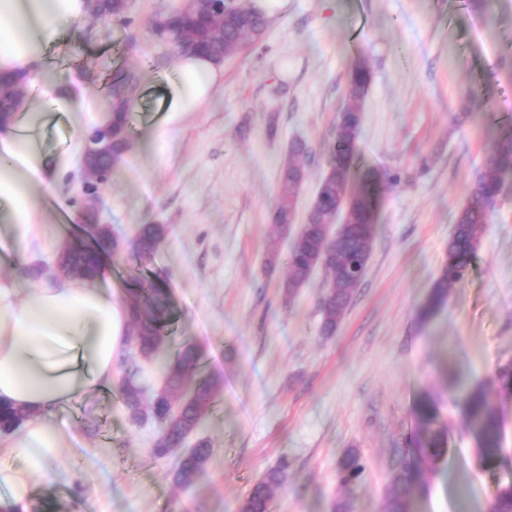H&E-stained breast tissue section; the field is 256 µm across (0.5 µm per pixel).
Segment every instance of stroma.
<instances>
[{"label":"stroma","instance_id":"1","mask_svg":"<svg viewBox=\"0 0 512 512\" xmlns=\"http://www.w3.org/2000/svg\"><path fill=\"white\" fill-rule=\"evenodd\" d=\"M173 2L132 0L129 22L88 17L68 26L47 67L103 105L114 77L139 75L133 146L100 194V216L127 241L139 224H165L169 234L147 267L111 264L103 286L120 304L144 272L160 277L171 341L199 346L206 373L223 381L195 432L212 454L194 488L176 486L174 456L152 453L155 424L130 419L119 387L94 390L58 412L67 440L47 476L34 478L24 512H237L283 460L287 479L272 512H331L343 496L353 512H384L392 450L423 394L436 398L448 455L411 512L488 507L495 485L512 479V398L503 403L506 457L483 464L451 397L512 363V186L467 279L427 323L417 310L496 130L512 118V0H485L481 11L468 0H288L257 43L225 60L223 84L202 111L171 116L164 99L176 59L150 20ZM360 56L372 76L361 161L399 182L381 187L367 274L326 337L322 272L286 296L289 240L270 244L268 227L279 167L296 139L311 150L297 202L305 218ZM97 119L56 117L42 134L47 152L71 150L68 174L36 193L46 240L17 259L0 231V278L22 280L24 293L55 281L32 278L30 263L50 270L62 242L78 236L80 143ZM272 248L279 262L267 272ZM350 449L365 470L346 489L336 466Z\"/></svg>","mask_w":512,"mask_h":512}]
</instances>
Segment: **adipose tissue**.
<instances>
[{
  "label": "adipose tissue",
  "instance_id": "obj_1",
  "mask_svg": "<svg viewBox=\"0 0 512 512\" xmlns=\"http://www.w3.org/2000/svg\"><path fill=\"white\" fill-rule=\"evenodd\" d=\"M87 14V0H0V71L22 73L43 116L22 105L0 125V206L8 213L13 250L26 254L45 234L44 217L31 193L49 171H65L69 151L50 156L39 144L48 113L79 116L96 103L49 74L46 56L61 28ZM166 109L195 112L213 94L222 69L210 58L185 54L176 62ZM17 280L0 278V403L29 411L7 447L18 467H0V488L13 503H26L33 477L66 440L57 410L86 392L112 383L113 363L125 339L126 314L101 280L66 279L20 296Z\"/></svg>",
  "mask_w": 512,
  "mask_h": 512
}]
</instances>
